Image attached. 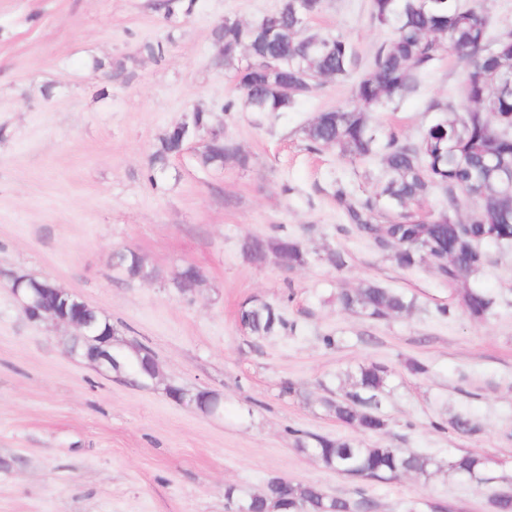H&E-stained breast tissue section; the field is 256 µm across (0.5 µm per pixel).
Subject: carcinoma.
<instances>
[{"label":"carcinoma","instance_id":"carcinoma-1","mask_svg":"<svg viewBox=\"0 0 512 512\" xmlns=\"http://www.w3.org/2000/svg\"><path fill=\"white\" fill-rule=\"evenodd\" d=\"M324 0H281L279 8L261 20L243 24L226 19L213 32L223 48L214 64L236 72L249 112H286L325 80L346 78L355 64L353 47L341 33L322 34L307 29ZM370 14L390 37L372 56L365 74L353 89L350 106L317 113L305 126L310 149L334 147L351 162L377 159L382 174L372 193L356 196L343 185L336 202L343 218L380 249L391 244L395 263L406 269L424 262L437 265L436 274L448 288L462 287L459 307L474 321L492 315L498 299L477 281L490 259L484 246H512V29H496L479 4L466 7L460 0H370ZM246 58H241V52ZM448 51L470 61L460 88L461 107L433 103L438 115L410 141L385 132L372 112L414 92L423 77ZM211 123L207 112L170 129L150 157L149 179L166 169L171 157L182 153L197 130ZM229 157L246 158L226 139L202 150L199 163L221 168ZM441 193L442 205L423 215L414 208L432 193ZM277 254L302 267L308 252L294 237L254 238L245 249L250 262ZM117 269L131 280L148 276L142 259L133 251L113 255ZM338 305L371 320H386L416 307L404 293L367 282L336 296ZM241 328L266 336L287 327L281 312L249 300L239 310ZM145 347H130L118 361L142 382L150 381L143 359ZM389 370L378 363L363 364L348 373L345 389L323 407L339 422L365 433L379 434L388 425L380 413L387 393ZM297 449L338 473L359 474L386 482L400 474L428 478L445 473L486 485L498 479L488 473L484 457L466 453L443 462L436 457L400 448H367L348 439L305 432L296 438ZM225 497L245 501L249 512H366L370 500L327 495L313 483L283 484L273 477L260 493L229 486ZM491 512H512V496L493 490Z\"/></svg>","mask_w":512,"mask_h":512}]
</instances>
